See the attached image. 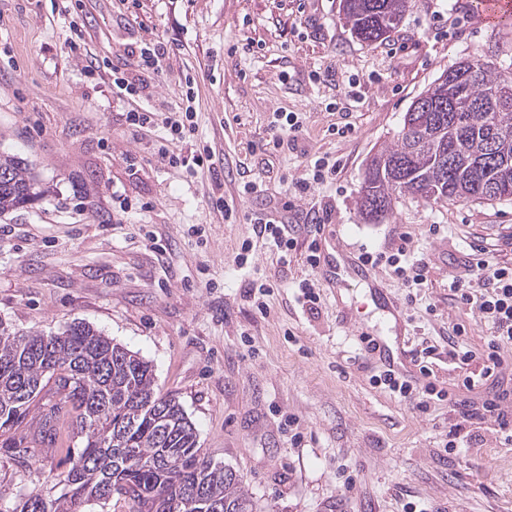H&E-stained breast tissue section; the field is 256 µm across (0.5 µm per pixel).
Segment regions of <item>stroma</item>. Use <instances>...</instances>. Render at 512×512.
Wrapping results in <instances>:
<instances>
[{"mask_svg": "<svg viewBox=\"0 0 512 512\" xmlns=\"http://www.w3.org/2000/svg\"><path fill=\"white\" fill-rule=\"evenodd\" d=\"M158 43V70L141 73L128 48ZM490 52L512 61V19L484 22L474 0H411L397 31L374 44L351 33L342 0H0V150L29 160L46 191L0 218V319L45 333L82 321L139 353L157 392L179 398L203 454L243 477L259 512H512V445L482 413L495 387L462 385L480 375L488 326L448 288L475 249L512 263V201L406 195L377 223L359 209L366 165L412 101ZM116 68L140 83L137 100L113 85ZM189 88V141L213 149L212 173L170 165L164 130L140 134L126 121L135 105L178 111ZM279 112L299 113L302 128L273 147ZM347 124V137L331 134ZM322 155L338 160L335 181L294 195ZM249 182L260 191L245 193ZM277 200L292 204L298 226L288 264L261 243L252 265L236 268L252 219ZM312 207L330 214L315 267ZM403 235L428 264V286L410 293L375 267L402 308L395 339L367 288L327 274L330 260L390 250ZM264 278L276 286L262 314L248 285ZM306 279L319 295L312 310L299 300ZM382 335L388 352L367 348ZM453 343L472 359L449 358ZM389 361L407 370L412 397L374 384ZM429 382L455 406L425 394ZM474 413L479 440L449 447L451 427ZM68 467L64 449L0 447V507L32 491L58 496Z\"/></svg>", "mask_w": 512, "mask_h": 512, "instance_id": "1", "label": "stroma"}]
</instances>
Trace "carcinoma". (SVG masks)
I'll use <instances>...</instances> for the list:
<instances>
[{"instance_id":"obj_1","label":"carcinoma","mask_w":512,"mask_h":512,"mask_svg":"<svg viewBox=\"0 0 512 512\" xmlns=\"http://www.w3.org/2000/svg\"><path fill=\"white\" fill-rule=\"evenodd\" d=\"M409 7L410 0H343L342 11L355 37L374 43L390 37ZM459 66L457 101H478L496 88L509 92L508 111L455 112L431 83L404 119L439 139L422 145L416 133L399 131L369 161L360 208L377 203L387 214L402 195L455 203L463 191L477 201L493 169L459 162L445 171L439 158L495 151L512 159V67L482 54ZM42 197L33 165L0 151V217ZM30 428L49 444L77 439L80 450L59 475L64 493L48 503L31 492L9 512H88L112 500L131 504L129 512H171V502L196 489L220 512H256L242 476L201 454L178 397L156 392L149 362L83 322L45 334L0 319V437L25 452Z\"/></svg>"}]
</instances>
